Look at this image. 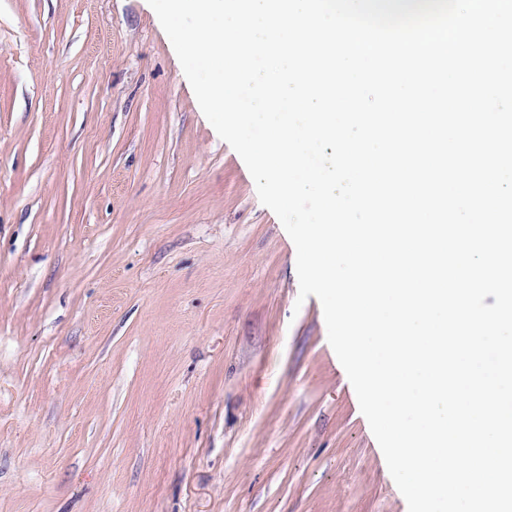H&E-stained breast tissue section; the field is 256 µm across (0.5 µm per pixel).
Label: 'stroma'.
I'll return each mask as SVG.
<instances>
[{
  "instance_id": "obj_1",
  "label": "stroma",
  "mask_w": 512,
  "mask_h": 512,
  "mask_svg": "<svg viewBox=\"0 0 512 512\" xmlns=\"http://www.w3.org/2000/svg\"><path fill=\"white\" fill-rule=\"evenodd\" d=\"M144 0H0V512H408Z\"/></svg>"
}]
</instances>
